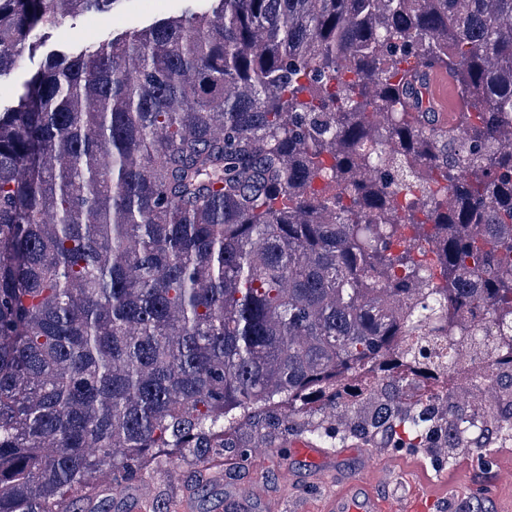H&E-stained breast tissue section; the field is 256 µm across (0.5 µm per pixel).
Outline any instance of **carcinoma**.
Masks as SVG:
<instances>
[{
	"mask_svg": "<svg viewBox=\"0 0 512 512\" xmlns=\"http://www.w3.org/2000/svg\"><path fill=\"white\" fill-rule=\"evenodd\" d=\"M115 2L0 0V77ZM187 2L0 107V512L201 464L244 420L334 448L320 402L411 448L512 443L451 390L512 372V0ZM420 77L424 84L425 98L429 102L432 112H437L440 120H445L453 112L449 101L455 95L454 81L448 71L442 68H422Z\"/></svg>",
	"mask_w": 512,
	"mask_h": 512,
	"instance_id": "carcinoma-1",
	"label": "carcinoma"
}]
</instances>
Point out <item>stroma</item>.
<instances>
[{"label": "stroma", "mask_w": 512, "mask_h": 512, "mask_svg": "<svg viewBox=\"0 0 512 512\" xmlns=\"http://www.w3.org/2000/svg\"><path fill=\"white\" fill-rule=\"evenodd\" d=\"M178 0H115L111 10L67 19L50 28L46 43L25 55L20 67L0 79V105H11L22 85L43 65L53 51L78 52L86 46V30L98 38L130 28L144 27L167 16ZM375 440L359 435L347 437L344 456L326 464L313 463L282 451L258 464L242 456L240 449L228 448L210 457L204 464H176L161 459L139 480L127 484L123 495L111 494L108 484H101L80 501L76 512H142L137 495L146 484L153 496L169 501V512H182L190 504L191 512H323L327 500L339 489L348 488L354 474L375 467L367 451ZM390 460L400 465L392 475L389 488L400 494L410 489L443 492L462 471H471V492L476 512H495L496 506L512 504V487L502 488L490 481L493 471L512 465V444L489 451L461 448L447 454L435 448H388ZM291 468L299 476L298 488L286 491L279 486V473Z\"/></svg>", "instance_id": "35a3bbf8"}]
</instances>
